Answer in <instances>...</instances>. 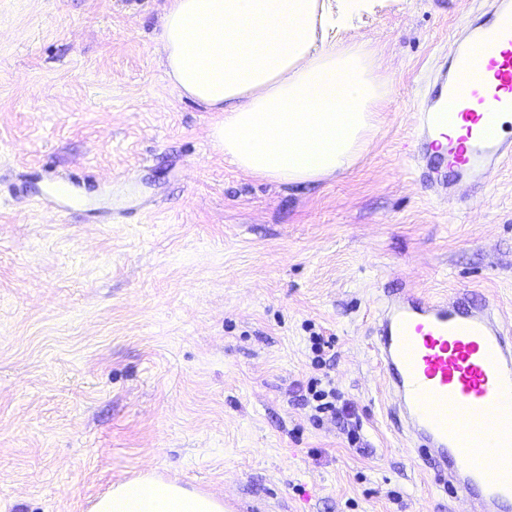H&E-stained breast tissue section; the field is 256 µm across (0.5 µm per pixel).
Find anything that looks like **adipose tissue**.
<instances>
[{
	"label": "adipose tissue",
	"mask_w": 512,
	"mask_h": 512,
	"mask_svg": "<svg viewBox=\"0 0 512 512\" xmlns=\"http://www.w3.org/2000/svg\"><path fill=\"white\" fill-rule=\"evenodd\" d=\"M373 0H166L159 39L168 79L222 113L215 145L278 182L345 173L391 93L382 55L336 41ZM92 512H224L222 500L146 473L113 485Z\"/></svg>",
	"instance_id": "1"
}]
</instances>
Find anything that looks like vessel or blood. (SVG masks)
I'll return each instance as SVG.
<instances>
[{
  "label": "vessel or blood",
  "mask_w": 512,
  "mask_h": 512,
  "mask_svg": "<svg viewBox=\"0 0 512 512\" xmlns=\"http://www.w3.org/2000/svg\"><path fill=\"white\" fill-rule=\"evenodd\" d=\"M450 38L448 58L419 124L424 140L463 123L439 154L454 185L482 191L512 161V0ZM393 410L417 453L430 458L445 494L465 512H512V466L486 471L492 448L512 447V322L466 293L411 290L378 297L372 345Z\"/></svg>",
  "instance_id": "vessel-or-blood-1"
}]
</instances>
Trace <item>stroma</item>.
I'll use <instances>...</instances> for the list:
<instances>
[{
    "label": "stroma",
    "mask_w": 512,
    "mask_h": 512,
    "mask_svg": "<svg viewBox=\"0 0 512 512\" xmlns=\"http://www.w3.org/2000/svg\"><path fill=\"white\" fill-rule=\"evenodd\" d=\"M165 0H0V512H91L151 472L232 512H462L410 447L371 351L382 289L512 317V163L448 203L413 156L452 34L489 0H376L339 32L391 95L345 173L232 165L181 96ZM79 179L70 209L41 202ZM335 337L311 363L309 337ZM328 374L352 418L314 424Z\"/></svg>",
    "instance_id": "obj_1"
}]
</instances>
